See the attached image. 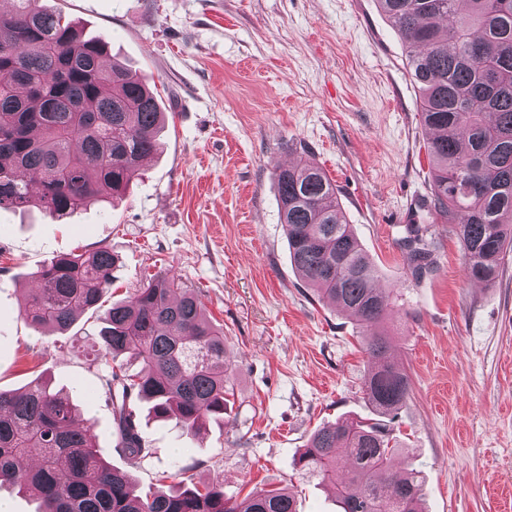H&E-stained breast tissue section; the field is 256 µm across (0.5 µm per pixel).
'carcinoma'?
I'll return each instance as SVG.
<instances>
[{
    "label": "carcinoma",
    "mask_w": 512,
    "mask_h": 512,
    "mask_svg": "<svg viewBox=\"0 0 512 512\" xmlns=\"http://www.w3.org/2000/svg\"><path fill=\"white\" fill-rule=\"evenodd\" d=\"M11 2L0 10V209L36 199L63 217L124 194L161 148L157 96L110 59L104 38L80 32L40 0ZM377 2L407 47L420 121L433 134L430 208L455 226L468 276L494 282L512 251V0ZM27 171L41 177L37 197ZM274 181L296 272L363 328L372 363L364 393L375 417L316 430L300 470L333 484L342 512H425L421 471L396 465L400 446L388 427L409 398L383 328L394 289L376 286L379 270L318 163L279 167ZM427 232L412 227L404 241L419 270L435 250ZM117 263L107 247L55 257L38 271L25 316L39 330H68L80 313L100 309ZM179 288L175 278L155 276L100 317L96 358L108 375L116 447L130 457L148 451L131 397L193 434L224 414L232 388L224 329L193 291L174 296ZM127 359L140 369L129 372ZM188 472L175 489L138 494L130 475L100 456L90 429L78 426L69 395L43 380L0 391V487L33 493L37 512H296L285 488L231 501L224 484L197 485Z\"/></svg>",
    "instance_id": "carcinoma-1"
}]
</instances>
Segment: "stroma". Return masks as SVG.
Segmentation results:
<instances>
[{"instance_id":"stroma-1","label":"stroma","mask_w":512,"mask_h":512,"mask_svg":"<svg viewBox=\"0 0 512 512\" xmlns=\"http://www.w3.org/2000/svg\"><path fill=\"white\" fill-rule=\"evenodd\" d=\"M102 36L156 85L164 149L126 195L63 219L0 211V389L35 378L67 390L101 456L138 490L180 467L226 497L289 486L297 512H338L295 462L319 426L367 418L371 364L355 321L297 275L280 223L276 167L303 157L335 183L343 214L400 302L385 321L410 380L392 434L425 477L427 512H512V255L493 284L471 281L451 225L428 209V129L407 49L376 0H42ZM428 227L433 265L414 275L402 240ZM101 247L119 258L104 305L146 277L173 276L224 327L233 394L197 435L149 418L151 453L115 446L98 315L43 335L20 312L53 257Z\"/></svg>"}]
</instances>
